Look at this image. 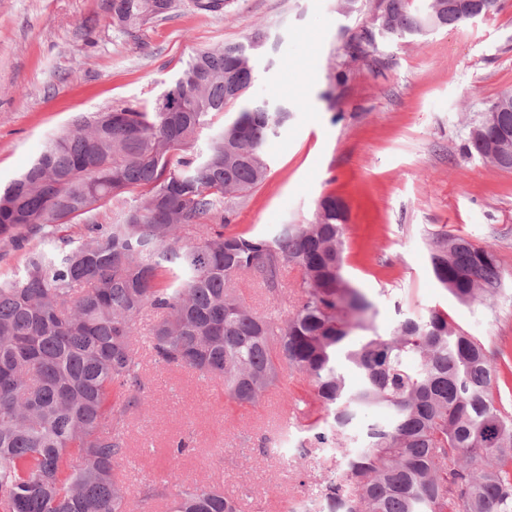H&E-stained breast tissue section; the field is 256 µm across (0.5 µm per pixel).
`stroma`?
I'll return each instance as SVG.
<instances>
[{
    "label": "stroma",
    "mask_w": 512,
    "mask_h": 512,
    "mask_svg": "<svg viewBox=\"0 0 512 512\" xmlns=\"http://www.w3.org/2000/svg\"><path fill=\"white\" fill-rule=\"evenodd\" d=\"M368 24L367 14L338 13L336 0H231L215 13L176 0L129 34L109 0H0V188L73 116L150 106L191 54L260 26L272 46L256 58L249 94L290 117L265 145L270 171L238 206L237 230L270 235L311 219L322 196H343L344 272L373 302L379 332L437 307L511 352L512 173L466 154L463 121L512 90V0L465 27L380 39L351 59L344 45ZM340 67L348 77L337 84ZM441 232L496 249L504 291L492 307L460 304L436 283L427 241ZM143 377L146 405L125 426L130 493L165 479L247 489L246 512H304L316 500L336 460L302 447L304 425L279 426L288 398L308 388L303 375L285 373L255 406L148 357ZM179 439L190 451L172 470L167 450Z\"/></svg>",
    "instance_id": "35a3bbf8"
}]
</instances>
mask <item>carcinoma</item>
Wrapping results in <instances>:
<instances>
[{"label":"carcinoma","mask_w":512,"mask_h":512,"mask_svg":"<svg viewBox=\"0 0 512 512\" xmlns=\"http://www.w3.org/2000/svg\"><path fill=\"white\" fill-rule=\"evenodd\" d=\"M174 0H110L126 31L169 12ZM472 21L448 0H373L375 37L425 38ZM196 52L151 109L80 113L0 190V250L24 251L0 280V512H134L122 468L127 414L144 396L140 325L157 363L219 379L224 394L256 404L295 371L309 390L294 400L318 417L301 447L342 458L316 512H512V414L496 406L499 377L485 342L431 309L387 335L373 303L343 275L348 206L322 197L312 220L272 237L238 232L239 201L267 178L264 146L289 118L244 104L193 150L210 117L245 97L251 45ZM176 98L177 107L160 103ZM464 148L512 172V91L463 126ZM78 222L84 232L65 233ZM434 279L464 305L503 291L496 250L449 232L429 242ZM297 272L289 316L244 305L234 285L258 278L278 298ZM354 368L352 386L342 364ZM385 408L388 424H360ZM170 512H240L210 484L144 485L139 502Z\"/></svg>","instance_id":"cac0c4a2"}]
</instances>
